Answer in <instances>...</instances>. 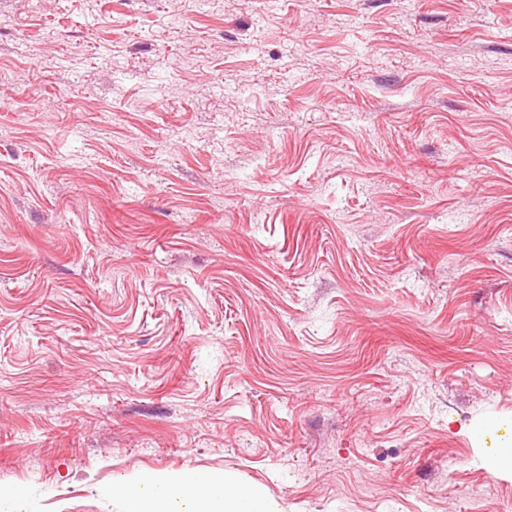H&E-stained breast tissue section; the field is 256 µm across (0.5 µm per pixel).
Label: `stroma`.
<instances>
[{"instance_id":"stroma-1","label":"stroma","mask_w":512,"mask_h":512,"mask_svg":"<svg viewBox=\"0 0 512 512\" xmlns=\"http://www.w3.org/2000/svg\"><path fill=\"white\" fill-rule=\"evenodd\" d=\"M507 440L512 0H0V512H495ZM112 498L123 502L122 512H284L259 488L239 484L225 471L197 468L145 470L133 481L112 483Z\"/></svg>"}]
</instances>
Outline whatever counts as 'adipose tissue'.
I'll use <instances>...</instances> for the list:
<instances>
[{"instance_id": "obj_1", "label": "adipose tissue", "mask_w": 512, "mask_h": 512, "mask_svg": "<svg viewBox=\"0 0 512 512\" xmlns=\"http://www.w3.org/2000/svg\"><path fill=\"white\" fill-rule=\"evenodd\" d=\"M112 495L123 502V512H283L259 488L197 468L146 470L135 480L113 483Z\"/></svg>"}]
</instances>
